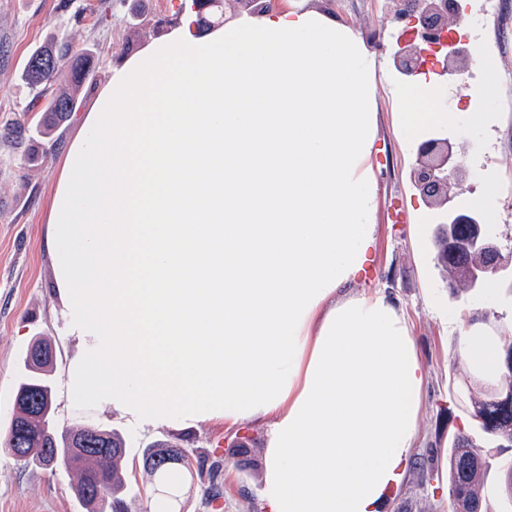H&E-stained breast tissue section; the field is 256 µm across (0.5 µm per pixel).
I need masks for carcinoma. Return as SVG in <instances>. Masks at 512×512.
<instances>
[{"mask_svg": "<svg viewBox=\"0 0 512 512\" xmlns=\"http://www.w3.org/2000/svg\"><path fill=\"white\" fill-rule=\"evenodd\" d=\"M93 68V58L86 52L61 50L48 43L36 49L23 70L24 80L37 90L35 100L48 98L42 109V133L46 134L66 121L77 110V91ZM471 227L467 224H437L432 241L437 265L447 274L452 293L470 290L468 274L484 265V255L470 246ZM52 345L35 339L23 359L14 406L20 415L11 419L4 447L17 461L28 465L49 466L62 463L80 472L76 494L87 512H128L123 497L125 484L119 462L126 455L127 440L115 430L81 426L60 431L53 421L56 400L52 375V357H39ZM469 415L476 421V432L458 430L448 439V512H489L480 494L486 466V448L490 445L512 447V336L501 343V368L497 384L469 394ZM192 454L178 443L157 441L142 457L143 469L154 477L164 512H172L171 501L181 474L190 471ZM223 460L215 459L208 467L207 495H221Z\"/></svg>", "mask_w": 512, "mask_h": 512, "instance_id": "1", "label": "carcinoma"}]
</instances>
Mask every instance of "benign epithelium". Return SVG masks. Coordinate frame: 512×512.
<instances>
[{
    "instance_id": "benign-epithelium-1",
    "label": "benign epithelium",
    "mask_w": 512,
    "mask_h": 512,
    "mask_svg": "<svg viewBox=\"0 0 512 512\" xmlns=\"http://www.w3.org/2000/svg\"><path fill=\"white\" fill-rule=\"evenodd\" d=\"M274 0H232L234 12L247 11L256 14L270 9ZM454 0H401L393 10L394 20L403 25L402 32L395 41L393 53L397 70L411 76L422 66L425 48L434 47L448 36L450 20L457 18ZM474 52L462 46L436 61L441 74L465 73L471 66ZM417 166L414 182L420 192L435 203L448 196V184L452 179L466 175L465 163L446 140L428 139L417 149ZM451 224H481V216L472 210L459 209L447 217ZM472 245L487 253L489 265H503L500 249L496 242L477 237Z\"/></svg>"
}]
</instances>
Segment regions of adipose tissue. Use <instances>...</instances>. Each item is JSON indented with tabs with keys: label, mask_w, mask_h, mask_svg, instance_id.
<instances>
[{
	"label": "adipose tissue",
	"mask_w": 512,
	"mask_h": 512,
	"mask_svg": "<svg viewBox=\"0 0 512 512\" xmlns=\"http://www.w3.org/2000/svg\"><path fill=\"white\" fill-rule=\"evenodd\" d=\"M375 68L322 12L173 25L110 70L46 219L70 395L142 427L270 419L268 512H378L417 432L401 308L346 292L374 243ZM438 97L425 71L398 88L402 136L454 122Z\"/></svg>",
	"instance_id": "ef3b65f1"
}]
</instances>
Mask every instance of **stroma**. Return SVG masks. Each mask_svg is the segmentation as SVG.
Segmentation results:
<instances>
[{
  "label": "stroma",
  "mask_w": 512,
  "mask_h": 512,
  "mask_svg": "<svg viewBox=\"0 0 512 512\" xmlns=\"http://www.w3.org/2000/svg\"><path fill=\"white\" fill-rule=\"evenodd\" d=\"M191 0H0V438L15 413L16 379L22 358L34 338L52 342L57 384L55 420L72 429L93 423L129 435L130 475L127 502L131 512H147L154 498L153 484L140 461L146 446L160 439L193 450L191 476L185 477L175 501L176 512H268L262 498L264 454L270 430L267 419L200 421L183 428L138 427L105 409L74 404L65 388V371L80 344L69 336L63 307L54 296L53 269L44 239L46 215L65 153L83 112L90 109L111 67L139 52L166 31L180 6ZM279 7L330 12L352 28L375 52L379 125L374 173L378 183L375 245L369 254L374 271L357 279L353 293L385 290L403 310L426 382L414 446L398 484L379 512H448V495L438 486L443 448L449 434L470 429L457 390L477 379L459 352L464 326L481 323L491 338L512 328V295L501 284L455 295L442 281L432 246L437 209L416 190L412 171L419 140L448 139L483 177L468 178L461 199L492 192L497 237L512 238V84L498 82L494 100L477 102L460 97L462 108L454 123L431 125L419 140L398 133L394 86L405 83L393 66L391 44L396 32L383 0H278ZM484 53L496 63L497 75L512 72V0L501 15L487 17L478 32ZM89 51L94 68L79 89L78 110L52 134L55 147L36 164L26 163L27 152L41 148L38 113L28 112L32 94L21 75L31 53L49 42ZM494 113L495 119L475 125V111ZM23 123L20 138L8 129ZM405 219L393 223V208ZM226 460L219 505L205 490L212 459ZM76 471L62 466L45 469L23 465L0 453V512H83L75 495Z\"/></svg>",
  "instance_id": "obj_1"
}]
</instances>
